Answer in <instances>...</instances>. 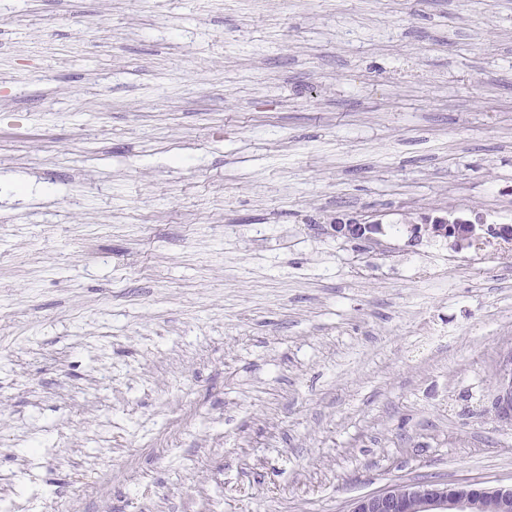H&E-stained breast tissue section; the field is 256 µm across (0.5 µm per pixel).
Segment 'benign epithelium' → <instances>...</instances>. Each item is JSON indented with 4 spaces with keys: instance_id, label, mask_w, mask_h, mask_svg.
I'll use <instances>...</instances> for the list:
<instances>
[{
    "instance_id": "7a95c632",
    "label": "benign epithelium",
    "mask_w": 512,
    "mask_h": 512,
    "mask_svg": "<svg viewBox=\"0 0 512 512\" xmlns=\"http://www.w3.org/2000/svg\"><path fill=\"white\" fill-rule=\"evenodd\" d=\"M467 225L471 232L453 231L456 244L467 247L471 240H480L482 234L474 227L485 229L481 219L472 222L457 220L450 222L445 217L432 218L422 216V223L410 227L412 236L447 235L452 224ZM336 236L348 241L357 240L371 243L376 240L377 221L367 216L346 221L338 218L333 224ZM499 381L502 393L498 398L500 415L512 421V352L505 355L499 363ZM349 512H512V485L494 487L480 486L476 483L459 482L454 484L438 481H424L408 484L404 487L392 485L382 491L356 498Z\"/></svg>"
}]
</instances>
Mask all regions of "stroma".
<instances>
[{
	"instance_id": "obj_1",
	"label": "stroma",
	"mask_w": 512,
	"mask_h": 512,
	"mask_svg": "<svg viewBox=\"0 0 512 512\" xmlns=\"http://www.w3.org/2000/svg\"><path fill=\"white\" fill-rule=\"evenodd\" d=\"M445 214L512 225V0H0V512L512 484ZM379 222L373 220L371 216L362 219L352 218L344 221L337 218L332 225L336 232V237L345 238L348 241L357 240L363 243H371L376 240L375 232Z\"/></svg>"
}]
</instances>
